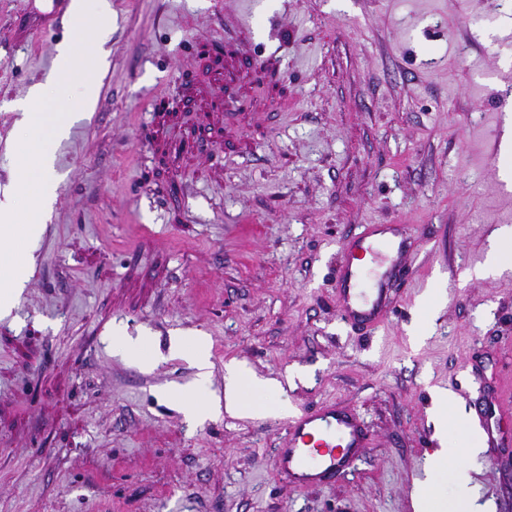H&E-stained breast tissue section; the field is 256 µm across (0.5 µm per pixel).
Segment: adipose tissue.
Wrapping results in <instances>:
<instances>
[{"instance_id": "adipose-tissue-1", "label": "adipose tissue", "mask_w": 512, "mask_h": 512, "mask_svg": "<svg viewBox=\"0 0 512 512\" xmlns=\"http://www.w3.org/2000/svg\"><path fill=\"white\" fill-rule=\"evenodd\" d=\"M30 136L18 152L14 185L24 187L32 204L23 218H16L11 200L0 201V307L11 306L24 280L25 268L19 260L42 231L43 214L52 197L53 157L49 139L65 134L64 113L53 111L44 100L42 85H34L22 106ZM415 512H485L465 466L449 468L447 449L436 450L428 458L424 480L413 494Z\"/></svg>"}]
</instances>
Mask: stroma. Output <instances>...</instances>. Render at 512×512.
Wrapping results in <instances>:
<instances>
[{"mask_svg":"<svg viewBox=\"0 0 512 512\" xmlns=\"http://www.w3.org/2000/svg\"><path fill=\"white\" fill-rule=\"evenodd\" d=\"M64 0L44 25L0 0V191L35 84L69 109L55 197L25 287L0 315V512H413L427 458L465 457L470 404L512 418V265L479 278L512 226V0ZM96 75L54 80L61 43ZM191 116L158 124L152 94ZM225 98L223 111L213 109ZM224 151L192 148L195 126ZM407 224L411 281L362 334L336 308L343 242ZM203 336L210 375L174 351ZM139 338L151 363L116 353ZM242 364L272 394L189 421L173 394L224 395ZM461 421L437 431V390ZM343 404L370 446L336 485L280 483L274 449L306 408ZM512 512V447L471 472Z\"/></svg>","mask_w":512,"mask_h":512,"instance_id":"35a3bbf8","label":"stroma"}]
</instances>
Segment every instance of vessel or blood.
I'll return each instance as SVG.
<instances>
[{
	"label": "vessel or blood",
	"instance_id": "vessel-or-blood-1",
	"mask_svg": "<svg viewBox=\"0 0 512 512\" xmlns=\"http://www.w3.org/2000/svg\"><path fill=\"white\" fill-rule=\"evenodd\" d=\"M410 245L399 224H368L348 241L336 275V306L345 321L368 327L388 317L403 276L400 259ZM366 444L356 412L332 405L308 409L289 422L274 472L290 488L317 489L354 467Z\"/></svg>",
	"mask_w": 512,
	"mask_h": 512
}]
</instances>
